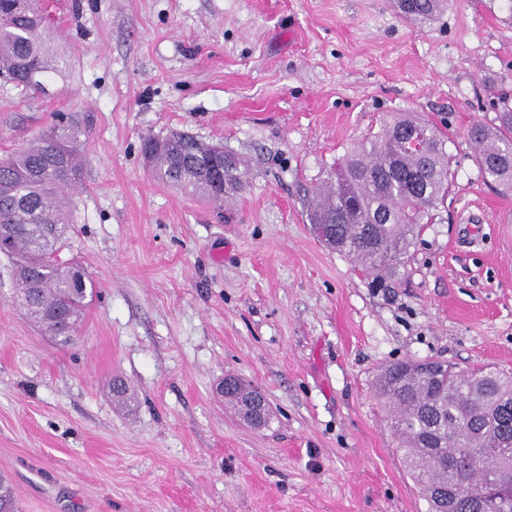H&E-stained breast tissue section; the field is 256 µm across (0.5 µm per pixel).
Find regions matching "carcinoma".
<instances>
[{
	"label": "carcinoma",
	"mask_w": 512,
	"mask_h": 512,
	"mask_svg": "<svg viewBox=\"0 0 512 512\" xmlns=\"http://www.w3.org/2000/svg\"><path fill=\"white\" fill-rule=\"evenodd\" d=\"M415 21L434 17L446 0H397ZM67 61L52 42L45 0H0V78L44 92V80L64 76ZM483 177L512 189V108L497 124L468 133ZM448 136L399 114L355 145L313 199L310 222L322 224L327 243L350 258L371 284L394 288L404 258L423 224L448 197ZM219 146L174 132L150 137L143 154L155 176L193 196L224 206L223 177L202 175ZM84 147L64 122L0 158V250L13 265L12 303L62 348L74 343L95 282L75 258L64 260L73 206L61 220L53 198L82 185ZM376 396L404 450L407 467L430 510L436 494H457L467 505L450 512H495L486 496L489 475L512 484V375L498 370L456 372L437 359H402L384 367ZM469 448L463 457L457 449ZM0 512H18L11 480L0 474Z\"/></svg>",
	"instance_id": "carcinoma-1"
}]
</instances>
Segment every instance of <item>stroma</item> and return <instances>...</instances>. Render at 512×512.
Masks as SVG:
<instances>
[{
	"mask_svg": "<svg viewBox=\"0 0 512 512\" xmlns=\"http://www.w3.org/2000/svg\"><path fill=\"white\" fill-rule=\"evenodd\" d=\"M67 58L48 94L0 81V155L69 118L85 147L63 259L96 280L76 343L13 307L0 256V473L20 512H428L374 394L385 365L512 371V190L467 136L512 99V0H48ZM448 135L452 186L368 288L314 234L336 160L397 113ZM180 131L248 164L215 209L160 182ZM260 386L256 430L224 404ZM122 380L128 400L113 397ZM408 0H397L400 12L405 17L415 21L427 20L434 17L444 7L447 0H410L411 4L407 5Z\"/></svg>",
	"mask_w": 512,
	"mask_h": 512,
	"instance_id": "obj_1",
	"label": "stroma"
}]
</instances>
